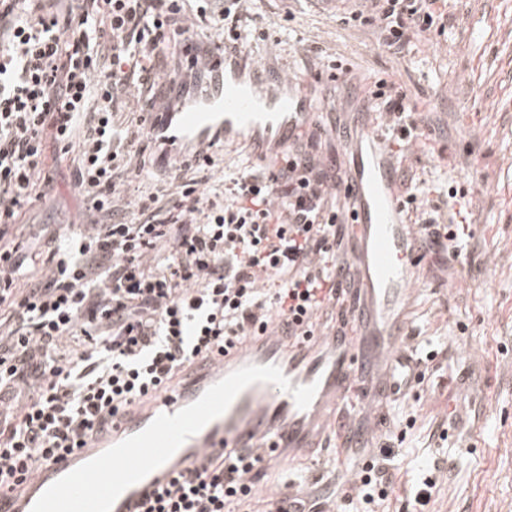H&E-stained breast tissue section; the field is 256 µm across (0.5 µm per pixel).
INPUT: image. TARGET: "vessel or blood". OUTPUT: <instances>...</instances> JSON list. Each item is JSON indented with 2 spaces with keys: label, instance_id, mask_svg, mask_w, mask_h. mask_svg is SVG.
Segmentation results:
<instances>
[{
  "label": "vessel or blood",
  "instance_id": "vessel-or-blood-1",
  "mask_svg": "<svg viewBox=\"0 0 512 512\" xmlns=\"http://www.w3.org/2000/svg\"><path fill=\"white\" fill-rule=\"evenodd\" d=\"M185 55L196 60L202 76L178 110L157 120L154 136L164 151L178 143L193 147L197 163L207 147L221 141L246 145L253 160L265 163L311 130L312 100L287 75L270 72L253 57L225 47L201 59L190 43ZM344 181L352 201L348 219L357 243L353 264L358 275L354 309L341 318L345 335L331 328L308 337L269 330L231 353L197 359L189 374L113 417L107 434L93 437L64 460L38 464L11 496L10 512H31L57 479L139 433L157 415L175 414L195 402L246 365L274 364L292 385L316 384L311 404L298 409L289 392L269 383L247 387L165 464L127 488L112 512H142L178 475L210 454L255 449L260 456L279 459L309 455L322 447L325 430L346 402L357 371L375 376L366 395L378 407L402 398L423 366L416 349L406 345L420 243L416 226L408 221L388 135L371 121L358 127Z\"/></svg>",
  "mask_w": 512,
  "mask_h": 512
}]
</instances>
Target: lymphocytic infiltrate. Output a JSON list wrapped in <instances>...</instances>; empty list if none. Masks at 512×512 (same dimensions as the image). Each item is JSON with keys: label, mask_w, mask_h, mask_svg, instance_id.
<instances>
[{"label": "lymphocytic infiltrate", "mask_w": 512, "mask_h": 512, "mask_svg": "<svg viewBox=\"0 0 512 512\" xmlns=\"http://www.w3.org/2000/svg\"><path fill=\"white\" fill-rule=\"evenodd\" d=\"M29 2L0 0V308L13 319L0 341V493L108 431L119 409L196 357L276 322L311 334L348 286L336 254L351 203L308 138L293 141L282 164L209 189L185 179L166 206L152 194L129 203L131 220L114 218L117 181L133 173L128 149L151 140L144 120L116 125L120 103L140 98L160 66L187 88L171 37L192 32L193 18L242 44L267 40L242 25L252 0H201L192 18L179 0H69L62 11ZM364 2L345 22L377 27L392 53L445 29L440 0ZM365 95L388 116L398 147L418 141V106L399 87L381 78ZM50 143L77 147L75 188L96 218L34 274L12 229L32 191L53 184ZM416 200L407 188L406 204ZM415 222L425 248L456 254L459 225L418 207ZM258 462L234 452L205 458L144 512H245Z\"/></svg>", "instance_id": "f902f5d3"}]
</instances>
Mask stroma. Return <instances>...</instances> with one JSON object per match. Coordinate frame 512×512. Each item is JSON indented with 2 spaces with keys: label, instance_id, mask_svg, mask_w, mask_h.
Wrapping results in <instances>:
<instances>
[{
  "label": "stroma",
  "instance_id": "obj_1",
  "mask_svg": "<svg viewBox=\"0 0 512 512\" xmlns=\"http://www.w3.org/2000/svg\"><path fill=\"white\" fill-rule=\"evenodd\" d=\"M253 10L255 27L275 38L244 50L308 86L318 151L347 168L349 115L372 109L365 82L392 81L418 102L426 138L398 158L400 179L415 180L441 219L469 226L450 274H432L437 255L420 263L410 343L437 357L424 380L381 413L379 432L391 448L381 464L392 483L376 512H512V0H444L445 32L401 55L380 45L376 28L344 23L321 0H256ZM335 59L350 67L341 85L329 78ZM142 159L141 174L122 181V197L174 192L155 150ZM77 166L70 152L53 173L52 192L32 197L20 218L31 269L53 247L57 225L93 219L73 186ZM316 454L313 462H269L254 512H264L290 477L324 512H363L348 484L369 459L363 443L331 434ZM430 467L442 479L419 507L420 475Z\"/></svg>",
  "mask_w": 512,
  "mask_h": 512
}]
</instances>
